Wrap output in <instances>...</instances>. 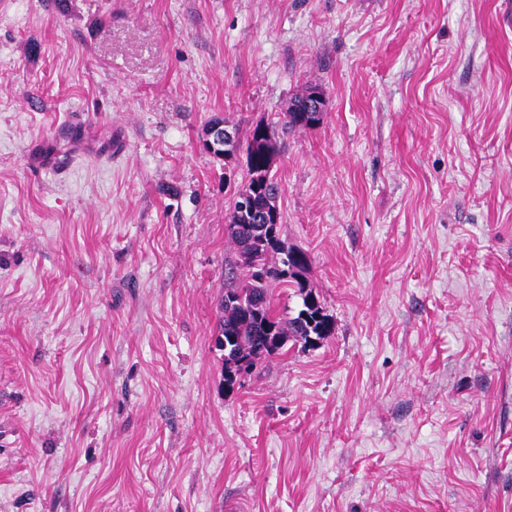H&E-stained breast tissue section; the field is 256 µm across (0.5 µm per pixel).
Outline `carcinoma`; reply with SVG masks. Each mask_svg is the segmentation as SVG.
<instances>
[{
	"mask_svg": "<svg viewBox=\"0 0 512 512\" xmlns=\"http://www.w3.org/2000/svg\"><path fill=\"white\" fill-rule=\"evenodd\" d=\"M319 118L313 112H285L282 130L307 129ZM233 139L224 148L213 151L216 158L246 156L249 179L237 192L226 224L228 237L237 246L230 262L231 276L219 301L215 346L224 352V382L233 388L236 382V360L247 359L253 367L270 357L289 341L307 344L310 338H323L333 332V321L325 313L313 286L302 277L309 263L299 250L286 248L280 239L278 183L271 176L272 158L277 150L275 128L258 123L246 141L231 129ZM279 254V263L269 257ZM288 283L297 289L302 305L297 313L283 319L273 313L270 288ZM234 340V348L224 351V342Z\"/></svg>",
	"mask_w": 512,
	"mask_h": 512,
	"instance_id": "obj_1",
	"label": "carcinoma"
}]
</instances>
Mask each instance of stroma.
I'll return each instance as SVG.
<instances>
[{"label": "stroma", "mask_w": 512, "mask_h": 512, "mask_svg": "<svg viewBox=\"0 0 512 512\" xmlns=\"http://www.w3.org/2000/svg\"><path fill=\"white\" fill-rule=\"evenodd\" d=\"M312 85L271 173L335 332L229 389L202 139ZM0 512H512V0H0ZM311 89L307 91L310 94L300 109L296 110V112L287 111L284 113V120L281 123V128L284 132L311 128L319 122L320 118L315 116V112L320 114L325 112L327 98L321 88L310 91ZM307 93L296 97L292 104H301Z\"/></svg>", "instance_id": "35a3bbf8"}]
</instances>
